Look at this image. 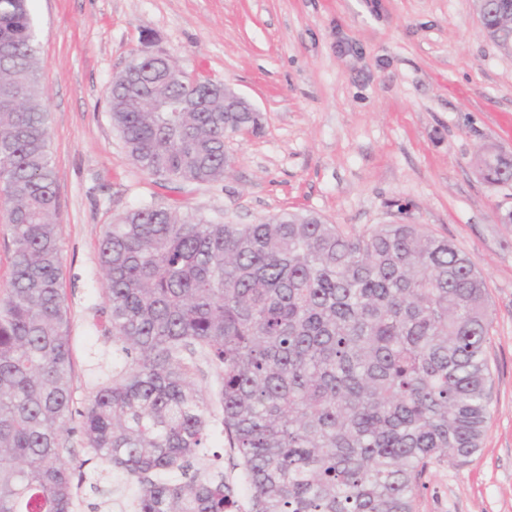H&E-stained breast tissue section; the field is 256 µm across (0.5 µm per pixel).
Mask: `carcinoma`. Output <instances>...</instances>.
Returning a JSON list of instances; mask_svg holds the SVG:
<instances>
[{"mask_svg":"<svg viewBox=\"0 0 512 512\" xmlns=\"http://www.w3.org/2000/svg\"><path fill=\"white\" fill-rule=\"evenodd\" d=\"M488 0L482 24L512 43ZM29 0H0V202L13 271L0 295V512H75L103 472L135 486L124 512H238L224 471L192 470L220 424L249 512H414L432 462L476 453L491 416V312L477 261L418 224L349 236L311 213L213 222L160 203L108 225L99 248L105 335L125 361L74 407L62 243ZM136 57L106 91L141 170L224 179L221 84ZM512 184V156L479 160ZM219 385L207 397L202 367ZM80 438L78 458L70 438ZM180 473L176 479L173 474Z\"/></svg>","mask_w":512,"mask_h":512,"instance_id":"carcinoma-1","label":"carcinoma"}]
</instances>
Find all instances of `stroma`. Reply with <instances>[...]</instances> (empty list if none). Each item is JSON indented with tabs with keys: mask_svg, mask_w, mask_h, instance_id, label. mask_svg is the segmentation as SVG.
Wrapping results in <instances>:
<instances>
[{
	"mask_svg": "<svg viewBox=\"0 0 512 512\" xmlns=\"http://www.w3.org/2000/svg\"><path fill=\"white\" fill-rule=\"evenodd\" d=\"M50 114L74 398L122 363L104 335L99 245L108 224L159 201L255 224L311 212L350 234L419 224L478 262L492 314V411L481 448L430 463L415 512H512V186L484 180L512 155V51L477 0H30ZM173 58L191 80L229 82L261 113L224 142L223 181L177 185L141 171L105 92L133 54ZM484 178L495 185H512V156L488 151L479 160Z\"/></svg>",
	"mask_w": 512,
	"mask_h": 512,
	"instance_id": "obj_1",
	"label": "stroma"
}]
</instances>
